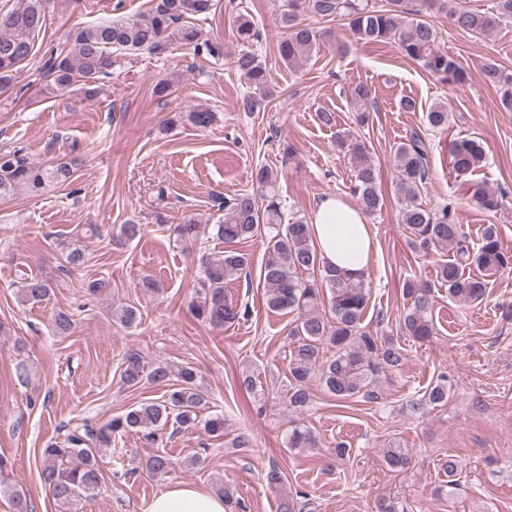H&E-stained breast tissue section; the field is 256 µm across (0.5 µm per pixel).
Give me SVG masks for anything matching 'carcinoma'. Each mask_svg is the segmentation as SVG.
Here are the masks:
<instances>
[{
    "label": "carcinoma",
    "mask_w": 512,
    "mask_h": 512,
    "mask_svg": "<svg viewBox=\"0 0 512 512\" xmlns=\"http://www.w3.org/2000/svg\"><path fill=\"white\" fill-rule=\"evenodd\" d=\"M50 0H18L10 9L0 8V92L8 89L19 65L34 53L35 36L40 31ZM277 14L283 30L278 43L280 58L289 67L300 66L316 49L321 33L307 23L310 17L347 21L352 38L361 43H394L404 57L421 66L443 83L461 84L466 73L457 60L439 47V31L431 13L448 10V24L457 31L484 34L501 21L512 19V0H497L496 12L488 15L463 8H447L445 0H279ZM212 0H151L149 8L131 21L111 20L81 28L74 37V46L66 54L47 60L46 77L58 89L76 82L93 86L112 77L116 63L113 54L140 50L158 51L171 43H180L198 51L214 52L202 31L192 23L206 15ZM238 38L249 43L258 38L250 16L240 14L234 20ZM235 69L248 81L252 92L244 99L248 112L265 106L271 97L267 70L258 56L244 51L235 56ZM485 83L502 89L501 106L512 112V75L494 63L482 68ZM354 121L362 127L369 122L374 101L368 88L352 91ZM187 120L196 127L207 128L215 121V113L195 108ZM427 124L442 128L448 124V105L438 103L426 114ZM336 148L354 160V191L358 205L366 214H374L384 204L378 170L371 159L369 147L348 132L336 136ZM457 177L472 174L484 161V146L477 140L461 138L449 149ZM427 149L422 137L413 132L396 145L393 166L396 171L394 194L403 205L402 222L409 232L414 248L427 253L448 251L453 258L437 267L441 285L448 294L462 302H475L485 292V278L512 267V251L505 248L494 226L485 230L480 246L473 252L467 237L457 224L455 209L448 204L433 211L418 202L428 178ZM81 165L78 158L56 165L34 161L23 149L0 150V198L18 193L39 196L53 184L69 181ZM258 188L242 191L220 203L223 214L216 225L217 236L228 244L242 243L267 231V256L261 267L265 302L273 312L297 313L288 333L290 350L287 356L288 407L300 413L311 403L309 383L319 376L327 390L339 400L355 396L372 399L380 374L401 365L402 350L393 337L363 330L362 320L368 302L365 278L330 269L322 264L314 244L312 231L300 218L284 224L277 190V175L262 167L255 176ZM470 201L486 212H497L505 206L506 195L480 184H473ZM198 224L189 217L176 225L178 237L190 243L197 236ZM476 265L482 278L465 276V269ZM249 265L247 254L227 250L206 259L198 282L191 313L215 328L232 325L248 316V309L228 297L226 285L241 277ZM20 302H44L53 288L52 279L23 272L19 274ZM329 292L331 318L315 310L324 292ZM404 296L410 300L402 329L417 341L432 335L433 291L417 281L404 284ZM75 321L60 311L54 315L53 331L57 336L73 333ZM336 349L328 356L326 350ZM177 383L162 400L145 401L132 406L124 415L95 428L83 424L72 428L61 441H52L43 448L47 465L43 479L48 485L60 512H73V505L84 495L98 488L102 480L100 460L105 448L112 445V436L137 432L153 442L167 426L188 429L197 426V409L205 404L199 389L198 373L185 366L173 372L167 365L145 371L144 357L132 354L123 361L121 379L136 386L147 379L165 383L171 377ZM448 379L442 378L431 388L427 398L412 404L413 409L443 406L448 402ZM285 444L290 450H317L321 441L307 426L294 424L288 429ZM391 471L402 474L412 464L408 448H387L383 452ZM177 462L155 454L145 468L153 475H165ZM13 502L15 512H28V501L22 486L8 483L0 467V494Z\"/></svg>",
    "instance_id": "carcinoma-1"
}]
</instances>
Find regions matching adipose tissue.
<instances>
[{
  "mask_svg": "<svg viewBox=\"0 0 512 512\" xmlns=\"http://www.w3.org/2000/svg\"><path fill=\"white\" fill-rule=\"evenodd\" d=\"M310 227L327 265L357 276L367 274L374 238L360 210L340 198L325 197L317 203ZM149 512H224V500L189 485L174 484L154 498Z\"/></svg>",
  "mask_w": 512,
  "mask_h": 512,
  "instance_id": "ef3b65f1",
  "label": "adipose tissue"
}]
</instances>
